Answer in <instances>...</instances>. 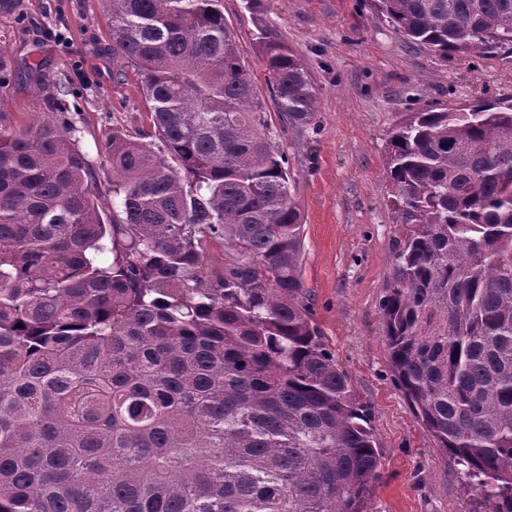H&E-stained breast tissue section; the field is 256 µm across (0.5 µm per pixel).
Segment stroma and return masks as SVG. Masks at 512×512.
<instances>
[{"label":"stroma","instance_id":"1","mask_svg":"<svg viewBox=\"0 0 512 512\" xmlns=\"http://www.w3.org/2000/svg\"><path fill=\"white\" fill-rule=\"evenodd\" d=\"M224 18L294 178L312 318L370 412L381 464L367 512H475V489L415 416L390 362L381 301L406 227L388 202L386 156L410 113L512 97V49L435 55L369 0H224ZM267 32L316 91L310 123L278 117L260 59ZM39 92L65 102L90 160L115 128L156 142L136 68L112 56L104 0H19L0 13V115L22 121Z\"/></svg>","mask_w":512,"mask_h":512}]
</instances>
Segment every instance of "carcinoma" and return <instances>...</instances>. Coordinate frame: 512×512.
I'll use <instances>...</instances> for the list:
<instances>
[{
    "label": "carcinoma",
    "mask_w": 512,
    "mask_h": 512,
    "mask_svg": "<svg viewBox=\"0 0 512 512\" xmlns=\"http://www.w3.org/2000/svg\"><path fill=\"white\" fill-rule=\"evenodd\" d=\"M373 2L444 57L512 47V0ZM107 4L161 146L103 137L108 213L62 103L0 123V512H367L380 453L311 318L223 0ZM261 60L278 112L310 121L298 57L267 34ZM387 165L410 226L382 300L397 381L479 512H512V101L411 113Z\"/></svg>",
    "instance_id": "obj_1"
}]
</instances>
